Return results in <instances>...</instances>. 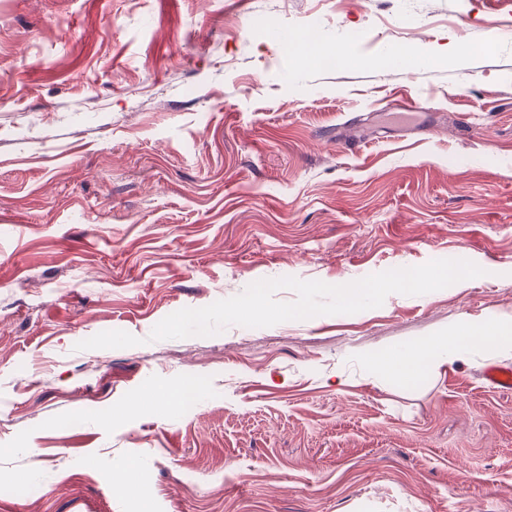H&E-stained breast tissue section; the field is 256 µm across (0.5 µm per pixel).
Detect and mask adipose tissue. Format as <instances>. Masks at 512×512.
Here are the masks:
<instances>
[{"label": "adipose tissue", "instance_id": "ef3b65f1", "mask_svg": "<svg viewBox=\"0 0 512 512\" xmlns=\"http://www.w3.org/2000/svg\"><path fill=\"white\" fill-rule=\"evenodd\" d=\"M468 346L512 357V316L496 314L479 326L451 329L416 341L402 351L367 356L366 363L372 371L395 369L411 378L428 367L437 370L453 366Z\"/></svg>", "mask_w": 512, "mask_h": 512}]
</instances>
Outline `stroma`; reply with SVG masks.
Masks as SVG:
<instances>
[{"label": "stroma", "mask_w": 512, "mask_h": 512, "mask_svg": "<svg viewBox=\"0 0 512 512\" xmlns=\"http://www.w3.org/2000/svg\"><path fill=\"white\" fill-rule=\"evenodd\" d=\"M433 259L484 274L149 339L261 279ZM496 312L512 0H0V512H512L496 356L365 364ZM110 330L143 343L76 350Z\"/></svg>", "instance_id": "obj_1"}]
</instances>
